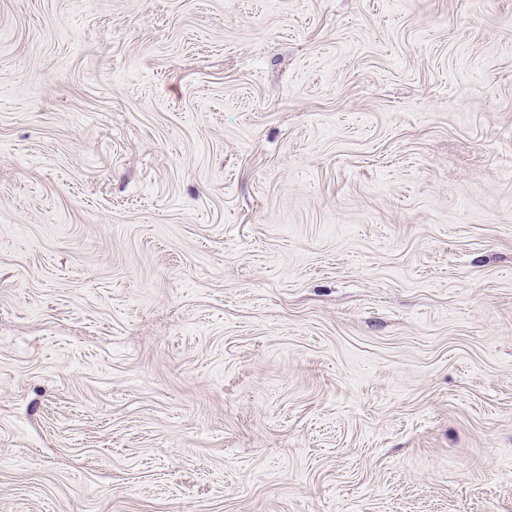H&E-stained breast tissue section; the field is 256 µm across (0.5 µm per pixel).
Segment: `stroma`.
Here are the masks:
<instances>
[{"instance_id":"obj_1","label":"stroma","mask_w":512,"mask_h":512,"mask_svg":"<svg viewBox=\"0 0 512 512\" xmlns=\"http://www.w3.org/2000/svg\"><path fill=\"white\" fill-rule=\"evenodd\" d=\"M0 512H512V0H0Z\"/></svg>"}]
</instances>
